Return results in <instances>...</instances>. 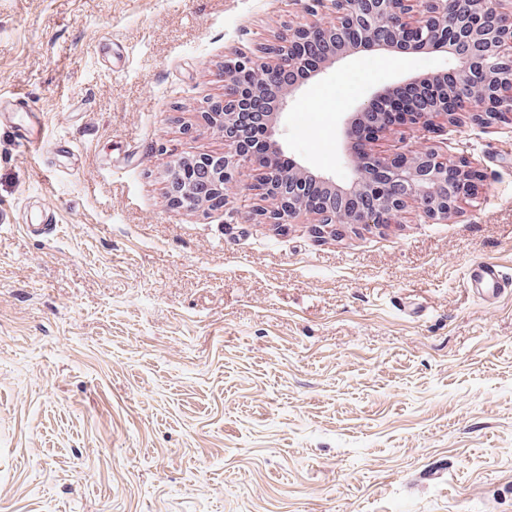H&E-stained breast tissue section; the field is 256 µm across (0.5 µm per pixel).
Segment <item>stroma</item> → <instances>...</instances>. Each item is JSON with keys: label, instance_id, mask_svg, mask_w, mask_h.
Segmentation results:
<instances>
[{"label": "stroma", "instance_id": "35a3bbf8", "mask_svg": "<svg viewBox=\"0 0 512 512\" xmlns=\"http://www.w3.org/2000/svg\"><path fill=\"white\" fill-rule=\"evenodd\" d=\"M298 0H0V512H512V122L413 127L481 172L445 224L253 223L170 205L171 163L224 149V57ZM107 52H99L101 43ZM446 54L362 53L288 100L277 138L349 182L344 120ZM319 114L300 128L303 112ZM499 267L497 302L468 286ZM20 112H26L25 119L19 123V130L22 133L20 142L23 146L28 148L39 147L43 141L40 115L30 112L22 106L20 107Z\"/></svg>", "mask_w": 512, "mask_h": 512}]
</instances>
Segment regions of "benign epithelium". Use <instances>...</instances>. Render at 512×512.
Returning <instances> with one entry per match:
<instances>
[{
    "label": "benign epithelium",
    "instance_id": "1",
    "mask_svg": "<svg viewBox=\"0 0 512 512\" xmlns=\"http://www.w3.org/2000/svg\"><path fill=\"white\" fill-rule=\"evenodd\" d=\"M422 18L410 19L414 7ZM304 13H331L336 23L320 27L292 21L259 54L224 59L223 110L213 102L202 107L206 122L224 132V152L181 158L171 166L170 201L194 210L205 203L202 193L226 200L238 189V177L251 164L238 137L240 115L255 112L263 98L276 103L268 113L267 137L273 150L277 118L302 81L277 87L271 68L295 74L309 57L343 59L362 51L444 52L455 64L442 74L445 92L432 98L418 93L419 77L373 91L344 129L348 138L362 131L377 143L388 133L403 134L420 125L432 133L456 125L461 117L483 125L512 121V25L499 12L476 4L464 13L448 14V0H305ZM355 175L344 187L309 171L297 161L279 179L264 177L260 189L269 206L255 211L261 224L283 225L304 213L320 216L321 232L336 227H386L415 202L433 222L448 219L475 198L479 174L466 157L456 161L435 147L410 155L373 153L353 164Z\"/></svg>",
    "mask_w": 512,
    "mask_h": 512
}]
</instances>
